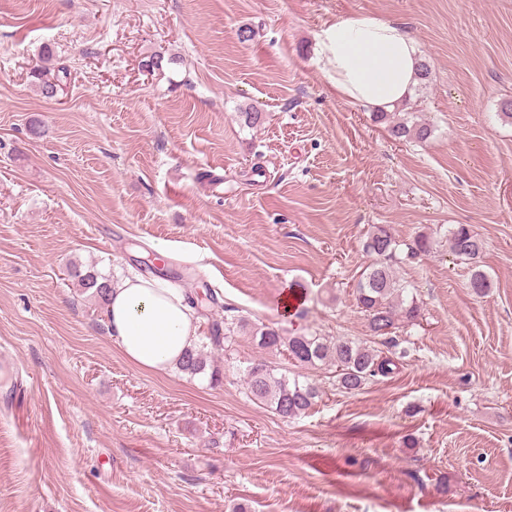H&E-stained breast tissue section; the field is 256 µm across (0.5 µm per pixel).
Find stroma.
I'll list each match as a JSON object with an SVG mask.
<instances>
[{"label":"stroma","mask_w":512,"mask_h":512,"mask_svg":"<svg viewBox=\"0 0 512 512\" xmlns=\"http://www.w3.org/2000/svg\"><path fill=\"white\" fill-rule=\"evenodd\" d=\"M356 15L418 41L431 76L403 109L427 142L314 66L316 32ZM46 48L68 70L51 99L29 78ZM154 54L180 62L144 71ZM510 99L512 0H0V512H512ZM457 224L486 295L448 251ZM379 225L434 240L398 266L420 314L391 341L353 294ZM76 267L214 290L198 334L236 326L222 384L129 363ZM262 324L399 364L355 393L310 371L321 401L284 419L245 394L253 362L293 370ZM484 242L477 234L464 224H459L448 230V249L458 259L471 265L469 287L476 295H484L491 282L486 272L481 269V256L484 252Z\"/></svg>","instance_id":"1"}]
</instances>
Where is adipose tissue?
<instances>
[{
  "label": "adipose tissue",
  "mask_w": 512,
  "mask_h": 512,
  "mask_svg": "<svg viewBox=\"0 0 512 512\" xmlns=\"http://www.w3.org/2000/svg\"><path fill=\"white\" fill-rule=\"evenodd\" d=\"M315 40L318 70L365 108L391 111L419 81L420 47L400 23L359 15L320 28ZM107 319L125 359L147 372H170L197 334L183 290L142 275L112 282Z\"/></svg>",
  "instance_id": "obj_1"
}]
</instances>
